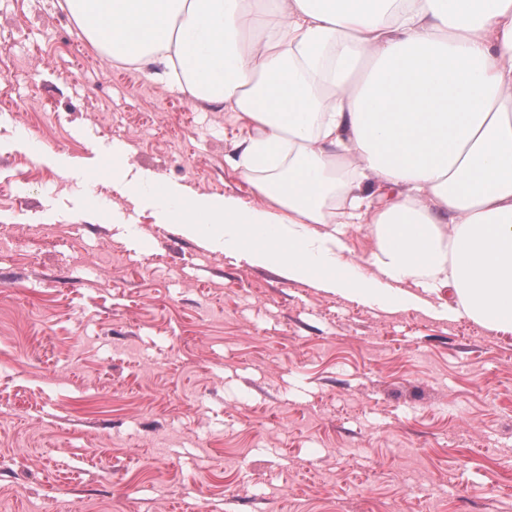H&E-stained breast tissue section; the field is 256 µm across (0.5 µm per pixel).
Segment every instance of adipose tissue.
<instances>
[{"mask_svg":"<svg viewBox=\"0 0 512 512\" xmlns=\"http://www.w3.org/2000/svg\"><path fill=\"white\" fill-rule=\"evenodd\" d=\"M158 83L240 113L264 204L132 172L206 249L369 307L512 332V0H64ZM376 250L350 260L347 228Z\"/></svg>","mask_w":512,"mask_h":512,"instance_id":"adipose-tissue-1","label":"adipose tissue"}]
</instances>
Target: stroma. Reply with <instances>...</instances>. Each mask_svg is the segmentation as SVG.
Listing matches in <instances>:
<instances>
[{
  "label": "stroma",
  "instance_id": "stroma-1",
  "mask_svg": "<svg viewBox=\"0 0 512 512\" xmlns=\"http://www.w3.org/2000/svg\"><path fill=\"white\" fill-rule=\"evenodd\" d=\"M246 133L113 61L58 0H0V503L504 512L512 333L204 250L87 175L119 145L158 179L251 202L227 163Z\"/></svg>",
  "mask_w": 512,
  "mask_h": 512
}]
</instances>
